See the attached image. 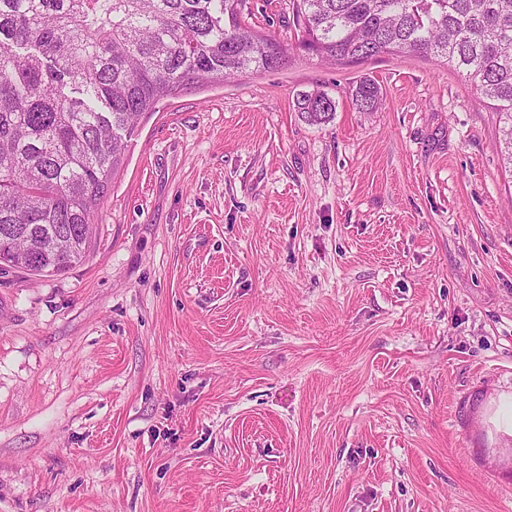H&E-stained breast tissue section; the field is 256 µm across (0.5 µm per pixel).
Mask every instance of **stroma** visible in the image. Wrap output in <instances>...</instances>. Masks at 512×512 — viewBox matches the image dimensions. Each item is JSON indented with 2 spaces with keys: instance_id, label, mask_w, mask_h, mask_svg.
Returning a JSON list of instances; mask_svg holds the SVG:
<instances>
[{
  "instance_id": "1",
  "label": "stroma",
  "mask_w": 512,
  "mask_h": 512,
  "mask_svg": "<svg viewBox=\"0 0 512 512\" xmlns=\"http://www.w3.org/2000/svg\"><path fill=\"white\" fill-rule=\"evenodd\" d=\"M250 3L295 44L290 0ZM497 130L412 55L163 100L87 260L0 274V512H512ZM380 94L379 86L369 78L360 80L352 91L353 100L364 112H371L376 108ZM297 108L308 121L321 123L330 119L336 103L321 92L305 93L297 99Z\"/></svg>"
}]
</instances>
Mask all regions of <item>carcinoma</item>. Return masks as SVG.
<instances>
[{
  "mask_svg": "<svg viewBox=\"0 0 512 512\" xmlns=\"http://www.w3.org/2000/svg\"><path fill=\"white\" fill-rule=\"evenodd\" d=\"M298 48L326 62L380 55L445 60L499 115L512 169V0H294ZM248 0H0V254L58 276L90 255L93 219L125 142L191 86L274 70L288 49L249 21ZM375 81L352 91L359 109ZM315 123L336 102L305 93Z\"/></svg>",
  "mask_w": 512,
  "mask_h": 512,
  "instance_id": "1",
  "label": "carcinoma"
}]
</instances>
